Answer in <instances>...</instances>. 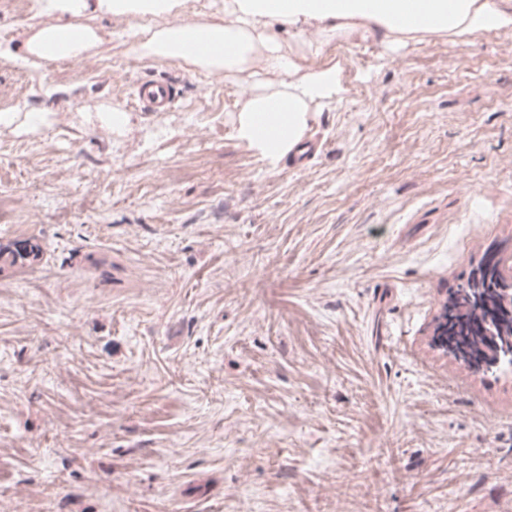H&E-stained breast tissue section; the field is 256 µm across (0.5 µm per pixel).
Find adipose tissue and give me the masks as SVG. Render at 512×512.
<instances>
[{"mask_svg": "<svg viewBox=\"0 0 512 512\" xmlns=\"http://www.w3.org/2000/svg\"><path fill=\"white\" fill-rule=\"evenodd\" d=\"M179 0H37L36 19L23 40L26 55L57 60L96 46L95 31L80 16L100 12L141 21L140 56L193 64L207 73L242 69L255 50L264 52V69L288 75L275 90L254 82L245 92L237 127L264 159H282L280 131L301 138L312 103H332L344 92L342 69L325 64L299 73L270 29L278 22L296 30L316 25L335 37L348 22L382 31L393 42L426 32L462 37L512 27V10L498 0H209L217 22L197 26L176 21ZM418 22H411V14Z\"/></svg>", "mask_w": 512, "mask_h": 512, "instance_id": "adipose-tissue-1", "label": "adipose tissue"}]
</instances>
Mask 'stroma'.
<instances>
[{
	"label": "stroma",
	"instance_id": "1",
	"mask_svg": "<svg viewBox=\"0 0 512 512\" xmlns=\"http://www.w3.org/2000/svg\"><path fill=\"white\" fill-rule=\"evenodd\" d=\"M0 0V512H512V373L433 344L449 294L512 256V28L336 37L321 152L237 138L251 71L133 53L88 14L82 61L15 53ZM176 89L169 112L137 84ZM129 122L114 127L113 109ZM136 99L144 112H169L177 100V91L161 82H143L136 87ZM38 246L31 245L29 250L18 251L16 249H11L8 246L0 247V263L2 270L3 267L9 268H22L25 266L24 261L29 259L30 257L35 258L38 255Z\"/></svg>",
	"mask_w": 512,
	"mask_h": 512
}]
</instances>
